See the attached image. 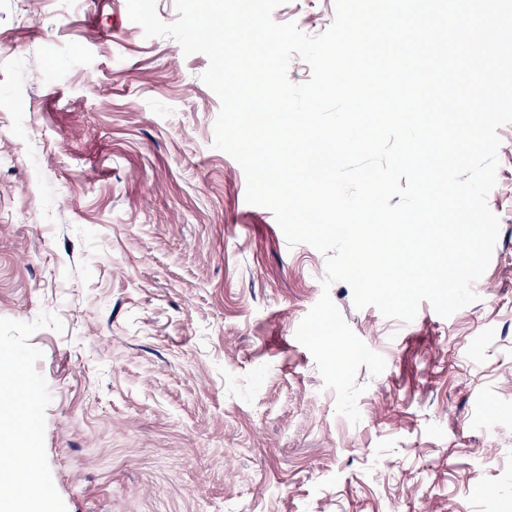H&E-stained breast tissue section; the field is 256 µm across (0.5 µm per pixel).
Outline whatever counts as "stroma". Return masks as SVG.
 Instances as JSON below:
<instances>
[{
	"instance_id": "obj_1",
	"label": "stroma",
	"mask_w": 512,
	"mask_h": 512,
	"mask_svg": "<svg viewBox=\"0 0 512 512\" xmlns=\"http://www.w3.org/2000/svg\"><path fill=\"white\" fill-rule=\"evenodd\" d=\"M207 67L127 0H0V350L57 512H512V124L478 301L404 323L247 203ZM325 291L386 362L355 425L295 338Z\"/></svg>"
}]
</instances>
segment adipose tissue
<instances>
[{
	"instance_id": "adipose-tissue-1",
	"label": "adipose tissue",
	"mask_w": 512,
	"mask_h": 512,
	"mask_svg": "<svg viewBox=\"0 0 512 512\" xmlns=\"http://www.w3.org/2000/svg\"><path fill=\"white\" fill-rule=\"evenodd\" d=\"M15 358L0 352V512H55L52 495L37 483L29 403L16 381Z\"/></svg>"
}]
</instances>
